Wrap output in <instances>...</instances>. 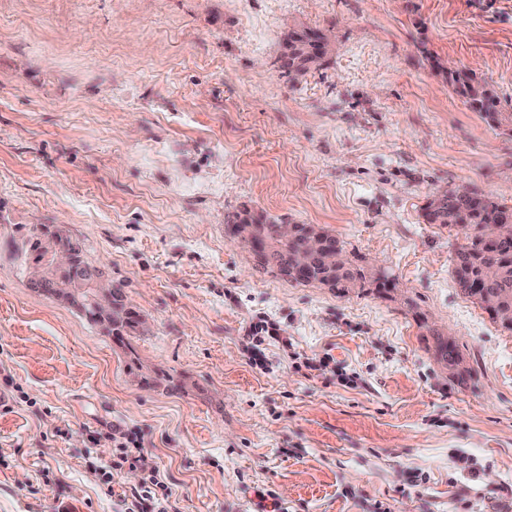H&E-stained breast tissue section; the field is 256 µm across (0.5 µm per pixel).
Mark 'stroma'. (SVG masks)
<instances>
[{"label": "stroma", "instance_id": "obj_1", "mask_svg": "<svg viewBox=\"0 0 512 512\" xmlns=\"http://www.w3.org/2000/svg\"><path fill=\"white\" fill-rule=\"evenodd\" d=\"M308 29L330 49L287 73ZM450 66L512 113V0H0V512H128L115 429L168 512H512V332L424 218L448 188L512 205V136ZM245 207L336 234L389 287L255 266L226 232ZM45 225L122 284L129 347L31 286ZM448 82L470 107L481 112L491 127H504L512 135V114L497 111L495 96L485 81L470 70L448 68ZM432 339L435 356L438 362L448 368L450 377L459 384H464L471 379L472 369L465 366L463 354L455 341L438 332L433 333ZM105 440L112 442L113 448H119L120 454L118 457L119 461L113 463L112 469H118L123 466L124 463H129L130 467H141L144 468V456L139 451L141 449L138 440L134 438H128L125 436H116L114 433H108L104 437ZM129 448L136 449L138 455H133Z\"/></svg>", "mask_w": 512, "mask_h": 512}]
</instances>
